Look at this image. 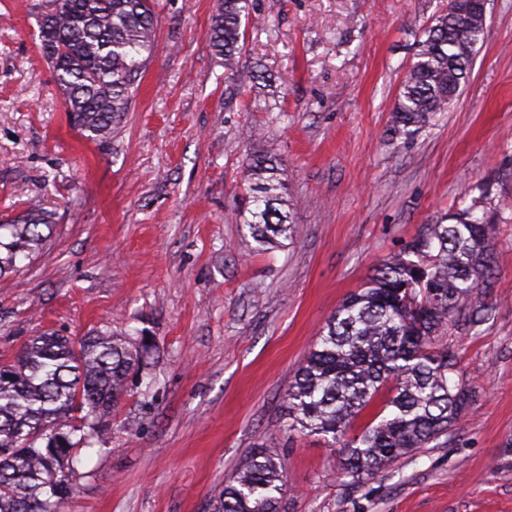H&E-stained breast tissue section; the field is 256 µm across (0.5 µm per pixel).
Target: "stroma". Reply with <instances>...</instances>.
Listing matches in <instances>:
<instances>
[{
	"instance_id": "35a3bbf8",
	"label": "stroma",
	"mask_w": 512,
	"mask_h": 512,
	"mask_svg": "<svg viewBox=\"0 0 512 512\" xmlns=\"http://www.w3.org/2000/svg\"><path fill=\"white\" fill-rule=\"evenodd\" d=\"M216 0H157V47L107 142L74 130L38 46L45 0H0V221L39 200L47 242L0 282V364L39 330L150 347L62 512H204L256 448L283 450V512H512V0H489L469 83L410 139L396 95L448 0H252L233 70ZM260 127L257 142L239 138ZM277 157L294 236L258 250L247 155ZM502 211L477 328L450 326L475 403L446 446L360 485L337 449L288 431L285 389L329 316L466 188Z\"/></svg>"
}]
</instances>
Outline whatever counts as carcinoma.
I'll return each mask as SVG.
<instances>
[{
    "instance_id": "1",
    "label": "carcinoma",
    "mask_w": 512,
    "mask_h": 512,
    "mask_svg": "<svg viewBox=\"0 0 512 512\" xmlns=\"http://www.w3.org/2000/svg\"><path fill=\"white\" fill-rule=\"evenodd\" d=\"M250 0H218L210 43L224 67L241 54ZM154 0H48L40 22L42 57L70 122L104 141L128 111L152 57ZM486 17L448 0L418 41L393 106L390 140L411 138L459 96L472 70ZM254 209L243 224L264 249L293 224L277 159L245 161ZM497 205L486 192L425 226L381 262L365 286L328 318L285 392L288 430L309 431L339 449L338 472L358 484L433 443L442 446L474 402L455 352L441 343L448 325L476 327L491 308L474 301L493 279ZM54 223L37 203L0 224V279L42 247ZM144 352L98 331L79 339L54 331L31 337L0 365V512H61L75 489L73 457L103 441L128 376ZM370 419L356 433L352 423ZM80 433L78 441L71 435ZM281 449L256 448L208 500L206 512H282Z\"/></svg>"
}]
</instances>
